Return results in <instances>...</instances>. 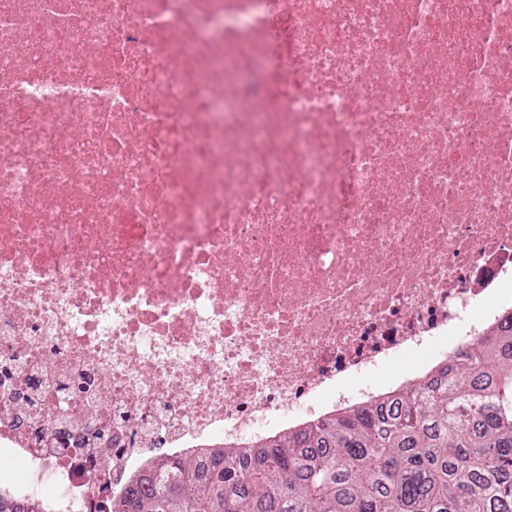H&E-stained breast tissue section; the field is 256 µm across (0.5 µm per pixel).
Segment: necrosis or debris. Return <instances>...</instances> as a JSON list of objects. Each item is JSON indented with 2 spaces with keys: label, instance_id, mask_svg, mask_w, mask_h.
I'll use <instances>...</instances> for the list:
<instances>
[{
  "label": "necrosis or debris",
  "instance_id": "necrosis-or-debris-1",
  "mask_svg": "<svg viewBox=\"0 0 512 512\" xmlns=\"http://www.w3.org/2000/svg\"><path fill=\"white\" fill-rule=\"evenodd\" d=\"M512 310V0H0V492L106 512Z\"/></svg>",
  "mask_w": 512,
  "mask_h": 512
}]
</instances>
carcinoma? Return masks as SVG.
I'll return each mask as SVG.
<instances>
[{
  "instance_id": "1",
  "label": "carcinoma",
  "mask_w": 512,
  "mask_h": 512,
  "mask_svg": "<svg viewBox=\"0 0 512 512\" xmlns=\"http://www.w3.org/2000/svg\"><path fill=\"white\" fill-rule=\"evenodd\" d=\"M0 512L52 510L0 495ZM108 512H512V311L393 395L150 461Z\"/></svg>"
}]
</instances>
